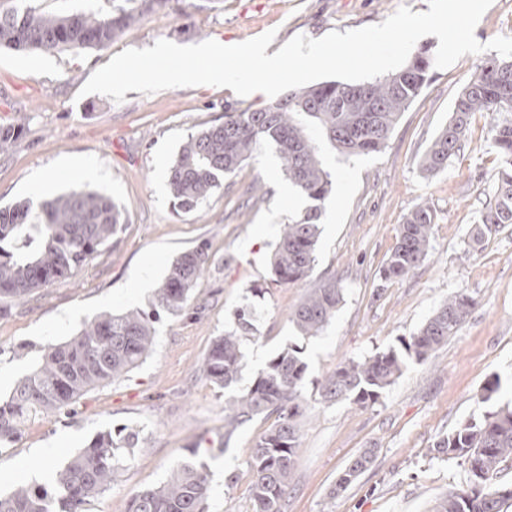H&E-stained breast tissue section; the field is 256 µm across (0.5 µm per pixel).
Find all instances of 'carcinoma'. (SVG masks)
<instances>
[{
    "instance_id": "cac0c4a2",
    "label": "carcinoma",
    "mask_w": 512,
    "mask_h": 512,
    "mask_svg": "<svg viewBox=\"0 0 512 512\" xmlns=\"http://www.w3.org/2000/svg\"><path fill=\"white\" fill-rule=\"evenodd\" d=\"M133 21L128 13L102 17L91 8L47 16L32 10L0 13V47L27 52L75 45L104 48ZM431 58L418 50L403 68L359 84L323 82L257 110H226L224 122L188 137L169 170L176 204L191 211L224 188L233 174L264 144H273L286 164L288 181L307 198L322 202L332 189L317 139L346 157L369 155L384 147L403 112L429 80ZM476 112L496 115L492 140L500 158L498 195L485 204L473 241L512 224V57L486 61L456 98L448 124L435 137L423 168L437 172L461 150ZM318 207L284 225L271 257L272 284L288 286L308 278L319 239ZM123 224L121 209L98 191L73 189L43 200L0 207V318L12 304L35 290L82 269ZM435 214L419 205L400 225L395 246L380 270L384 281L404 277L428 255ZM210 261L208 245L181 253L157 288L152 310L106 314L88 322L62 345L43 348L37 367L0 399V443L18 438L36 419L60 420L90 390L112 383L137 368L154 345L159 311L171 315L189 305L191 290ZM343 301L334 278L320 282L290 311L303 336L321 335ZM473 299L459 293L445 301L401 348L362 360H346L328 375L320 390L326 403L364 405L377 401L403 372L406 363L426 361L466 321ZM258 313L246 306L233 325L212 341L201 371L228 393L224 437L257 417L274 418L257 440L247 462L252 512H284L288 487L299 459L297 423L307 364L295 347L271 357L244 391L236 384L247 341L254 338ZM139 432L100 430L53 475V485L20 486L0 494V512H85L105 492L121 463L122 450L133 448ZM438 455L459 456L468 464L467 488L448 494L439 512H504L512 489L491 485L503 463L512 461V408L502 407L480 422H468L439 439ZM369 448L350 461L334 491L346 490L371 464ZM209 472L204 463L185 461L160 486L131 495L128 512H205Z\"/></svg>"
}]
</instances>
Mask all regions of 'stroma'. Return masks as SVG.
<instances>
[{"instance_id": "stroma-1", "label": "stroma", "mask_w": 512, "mask_h": 512, "mask_svg": "<svg viewBox=\"0 0 512 512\" xmlns=\"http://www.w3.org/2000/svg\"><path fill=\"white\" fill-rule=\"evenodd\" d=\"M403 5L429 9L428 0H166L146 13L140 0H0V12L89 7L134 16L101 50L0 48V126L22 129L0 153V205L32 198L44 171L77 159L99 168L102 180L84 183L64 172L49 196L97 189L125 217L119 234L83 269L38 289L0 318V397L31 371L42 347L66 342L100 315L149 309L171 262L200 242L210 245L208 269L188 308L163 317L138 368L89 392L72 418L34 421L18 441L0 446L1 492L50 485L52 468L97 431L125 426L139 431L141 441L85 512H128L132 493L159 486L192 458L209 467L207 512H251L247 463L269 423L256 419L225 437L224 391L200 370L212 340L246 303L256 306L259 318L245 345L239 388L250 386L284 347L298 348L308 365L302 447L286 512H436L449 492L465 488L464 458L436 455L435 442L512 404V224L480 244L471 241L483 203L497 191L493 115H473L461 151L444 170L426 173L421 160L487 53L432 69L381 151L348 159L323 147L334 183L321 205L316 260L306 281L288 286L271 282L272 250L284 224L311 202L288 188L285 162L274 147H262L194 210L175 207L168 187L169 169L191 134L223 122L226 106L257 109L265 98L243 99L207 85L152 95L130 91L119 104L80 93L114 55L160 39L237 44L273 29L276 50L298 34L316 39L381 23ZM422 204L436 215L426 259L401 279L382 281L379 269L400 224ZM332 277L344 289L335 318L321 336H301L289 321L291 308L308 288ZM461 292L474 301L465 323L426 362H408L377 402L321 400V384L340 362L398 345ZM495 376L498 397L482 401L484 384ZM53 444L58 451L44 463L39 451ZM367 448L374 451L371 466L334 493L341 471Z\"/></svg>"}]
</instances>
